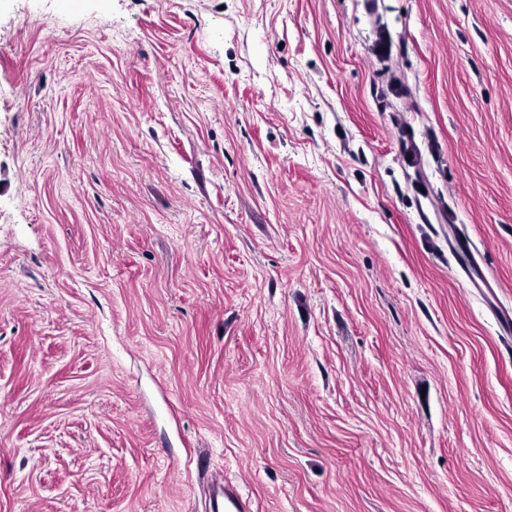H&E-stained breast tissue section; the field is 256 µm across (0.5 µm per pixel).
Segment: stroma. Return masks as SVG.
Segmentation results:
<instances>
[{"label": "stroma", "mask_w": 512, "mask_h": 512, "mask_svg": "<svg viewBox=\"0 0 512 512\" xmlns=\"http://www.w3.org/2000/svg\"><path fill=\"white\" fill-rule=\"evenodd\" d=\"M512 512V0H0V512ZM211 512H248L249 504L237 492L227 488L217 496Z\"/></svg>", "instance_id": "1"}]
</instances>
